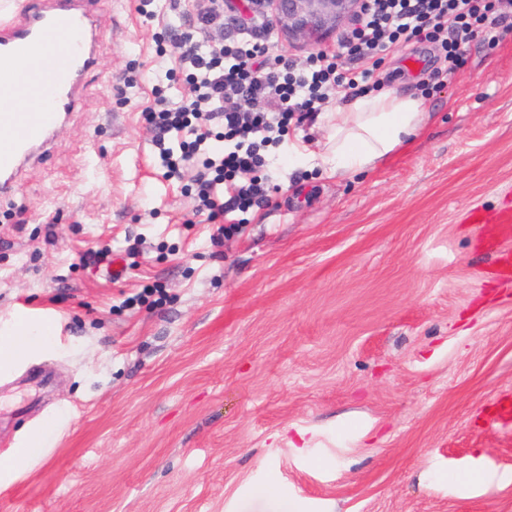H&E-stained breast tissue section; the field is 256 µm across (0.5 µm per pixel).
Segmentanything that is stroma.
I'll list each match as a JSON object with an SVG mask.
<instances>
[{"label":"stroma","mask_w":512,"mask_h":512,"mask_svg":"<svg viewBox=\"0 0 512 512\" xmlns=\"http://www.w3.org/2000/svg\"><path fill=\"white\" fill-rule=\"evenodd\" d=\"M139 6L104 0L82 108L0 197V324L52 326L0 370V460L23 461L0 512H512V483L463 481L512 474V279L471 219L512 204V33L474 39L374 170L327 175L318 118L289 126L269 203L219 241L143 116L185 92L155 43L184 17ZM345 31L275 21L271 48L301 65ZM441 65L403 44L380 78L417 93ZM105 243L121 279L79 261Z\"/></svg>","instance_id":"stroma-1"}]
</instances>
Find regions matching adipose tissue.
<instances>
[{"label": "adipose tissue", "mask_w": 512, "mask_h": 512, "mask_svg": "<svg viewBox=\"0 0 512 512\" xmlns=\"http://www.w3.org/2000/svg\"><path fill=\"white\" fill-rule=\"evenodd\" d=\"M427 118L421 98L396 90L354 97L327 117L322 160L339 177L372 170L414 137Z\"/></svg>", "instance_id": "adipose-tissue-1"}]
</instances>
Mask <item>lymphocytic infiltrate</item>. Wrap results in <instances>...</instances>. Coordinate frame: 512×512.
I'll list each match as a JSON object with an SVG mask.
<instances>
[{
    "mask_svg": "<svg viewBox=\"0 0 512 512\" xmlns=\"http://www.w3.org/2000/svg\"><path fill=\"white\" fill-rule=\"evenodd\" d=\"M241 21L230 0H207L186 30L168 29L166 52L190 86L178 103L158 99L144 117L168 176L193 166V191L210 218L266 201L260 172L292 122L379 85V70L396 45L438 44L447 75L462 72L471 41L496 43L512 31V0H365L339 41L302 66L271 55L270 14L263 0ZM220 121L224 152L213 151L210 121Z\"/></svg>",
    "mask_w": 512,
    "mask_h": 512,
    "instance_id": "1",
    "label": "lymphocytic infiltrate"
}]
</instances>
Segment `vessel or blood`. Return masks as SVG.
Here are the masks:
<instances>
[{
    "label": "vessel or blood",
    "mask_w": 512,
    "mask_h": 512,
    "mask_svg": "<svg viewBox=\"0 0 512 512\" xmlns=\"http://www.w3.org/2000/svg\"><path fill=\"white\" fill-rule=\"evenodd\" d=\"M102 0H25L0 22V196L15 193L24 164L55 146L97 65ZM489 238L512 236V207L483 216Z\"/></svg>",
    "instance_id": "obj_1"
}]
</instances>
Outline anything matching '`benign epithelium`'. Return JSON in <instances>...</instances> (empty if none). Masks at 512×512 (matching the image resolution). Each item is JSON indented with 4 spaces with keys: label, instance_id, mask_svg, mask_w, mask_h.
I'll return each mask as SVG.
<instances>
[{
    "label": "benign epithelium",
    "instance_id": "obj_1",
    "mask_svg": "<svg viewBox=\"0 0 512 512\" xmlns=\"http://www.w3.org/2000/svg\"><path fill=\"white\" fill-rule=\"evenodd\" d=\"M265 4L288 35L312 43L339 23L355 18L364 0H265Z\"/></svg>",
    "mask_w": 512,
    "mask_h": 512
}]
</instances>
